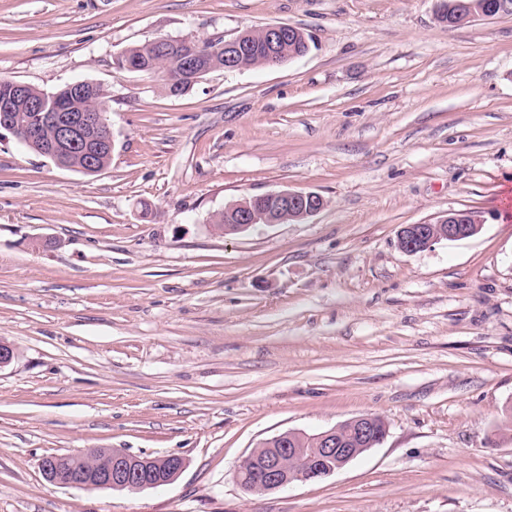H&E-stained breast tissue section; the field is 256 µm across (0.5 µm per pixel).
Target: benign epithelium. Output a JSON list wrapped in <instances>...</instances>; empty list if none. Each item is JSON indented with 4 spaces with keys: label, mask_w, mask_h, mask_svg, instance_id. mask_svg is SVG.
Masks as SVG:
<instances>
[{
    "label": "benign epithelium",
    "mask_w": 512,
    "mask_h": 512,
    "mask_svg": "<svg viewBox=\"0 0 512 512\" xmlns=\"http://www.w3.org/2000/svg\"><path fill=\"white\" fill-rule=\"evenodd\" d=\"M291 36L283 24L269 25L263 37V51L274 57L281 44ZM157 52L177 53L182 72L198 75L204 68L207 54L187 40L161 38ZM255 52L246 36L224 43V71L234 72L236 59ZM10 91L0 99V131H6L21 145L33 147L38 153L61 168H68V158L78 150L85 157L87 171L97 170L96 157L101 147L113 148V136L105 113L98 109L72 107L76 99L93 95L97 85L78 80L65 84L50 94L59 106L47 107L44 99L28 97L27 84L8 81ZM31 113L29 122L20 125L16 112ZM324 198L312 191L283 190L257 195L224 207V215L233 223L224 225V235H235L257 225L301 221L320 212ZM483 219L468 210H451L434 222L408 224L398 231L401 251L414 254L430 248L441 240H460L477 234ZM355 436H343L341 426L316 434L319 447L294 448L300 433L287 431L261 443L234 470L235 482L251 493H266L286 488L296 482H312L331 476L344 468L373 445L377 425L372 415L350 420ZM307 459L304 467L295 463ZM185 467L183 457L169 454L148 457L132 454L122 448H92L78 455H57L42 460L41 470L46 482L55 487L125 490L131 493L172 483ZM260 474L250 481L248 472Z\"/></svg>",
    "instance_id": "1"
}]
</instances>
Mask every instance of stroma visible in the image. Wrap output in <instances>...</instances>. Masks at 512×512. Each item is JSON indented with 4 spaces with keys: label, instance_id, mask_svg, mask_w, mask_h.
I'll list each match as a JSON object with an SVG mask.
<instances>
[{
    "label": "stroma",
    "instance_id": "stroma-1",
    "mask_svg": "<svg viewBox=\"0 0 512 512\" xmlns=\"http://www.w3.org/2000/svg\"><path fill=\"white\" fill-rule=\"evenodd\" d=\"M440 0H0V78L100 83L112 163L57 167L0 135V512H512V16L451 28ZM299 27L285 64L167 95L118 70L158 37ZM280 190L302 222L211 219ZM481 212L407 254L406 224ZM382 443L249 493L282 432L362 416ZM185 460L137 493L57 488L51 454ZM249 201L252 202V205L249 204ZM324 206V198L316 192L275 191L224 207V211L214 216L213 223L215 225L224 224L226 215L234 223L224 224V235H235L260 224L301 221L317 214Z\"/></svg>",
    "mask_w": 512,
    "mask_h": 512
}]
</instances>
